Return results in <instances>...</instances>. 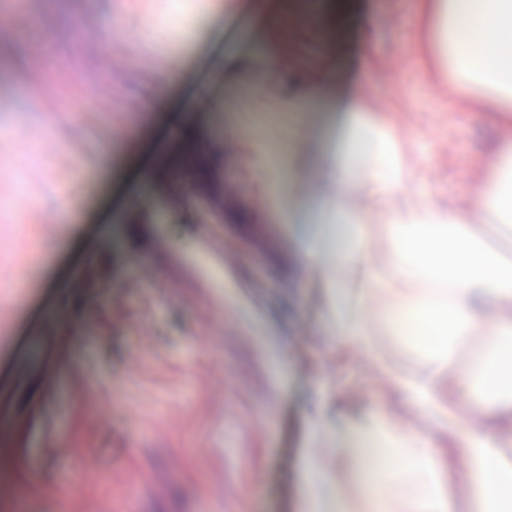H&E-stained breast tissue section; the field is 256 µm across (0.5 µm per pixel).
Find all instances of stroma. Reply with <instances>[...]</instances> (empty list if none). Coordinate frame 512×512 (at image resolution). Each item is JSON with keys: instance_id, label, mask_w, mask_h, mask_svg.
Here are the masks:
<instances>
[{"instance_id": "35a3bbf8", "label": "stroma", "mask_w": 512, "mask_h": 512, "mask_svg": "<svg viewBox=\"0 0 512 512\" xmlns=\"http://www.w3.org/2000/svg\"><path fill=\"white\" fill-rule=\"evenodd\" d=\"M416 10L0 0L16 22L0 47V512H299L310 406L370 404L386 383L325 344L320 293L290 266L272 196L293 165L301 188L321 182L337 103L360 84L427 147L429 197L476 209L496 136L425 71ZM272 16L269 73L254 59ZM187 117L219 200L189 180ZM65 197L72 224L57 221ZM486 342L462 337L448 363L459 408Z\"/></svg>"}]
</instances>
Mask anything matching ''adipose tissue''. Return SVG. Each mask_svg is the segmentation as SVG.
Wrapping results in <instances>:
<instances>
[{"instance_id":"ef3b65f1","label":"adipose tissue","mask_w":512,"mask_h":512,"mask_svg":"<svg viewBox=\"0 0 512 512\" xmlns=\"http://www.w3.org/2000/svg\"><path fill=\"white\" fill-rule=\"evenodd\" d=\"M415 26L429 76L487 114L496 143L476 174L478 213L429 200L417 190L422 145L359 87L336 108L334 195L314 188L275 198L331 319L328 345L356 351L391 386L373 406L311 413L314 435L369 439L391 466L358 502L338 480L316 477L303 512H512V238L486 245L512 224V0H422ZM430 324L492 337L468 372L491 398L474 419L462 420L448 399V343L417 366L387 362L377 345L380 331L422 342ZM397 397L414 407L415 426L395 420Z\"/></svg>"}]
</instances>
